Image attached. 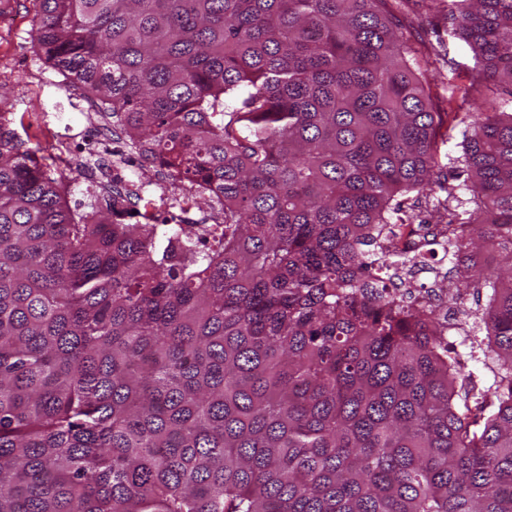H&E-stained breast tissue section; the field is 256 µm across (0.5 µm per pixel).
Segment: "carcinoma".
Wrapping results in <instances>:
<instances>
[{"label": "carcinoma", "instance_id": "carcinoma-1", "mask_svg": "<svg viewBox=\"0 0 512 512\" xmlns=\"http://www.w3.org/2000/svg\"><path fill=\"white\" fill-rule=\"evenodd\" d=\"M37 42L224 236L75 207L0 111V512H512V0H448L490 92L444 123L389 0H38ZM485 343L377 288L397 195ZM493 363L487 388L468 362ZM457 120L448 123V118L445 117V123L441 129L442 137L438 138V147H439V155L438 160L440 162V167L436 168L435 173H439L441 175V179L443 176L448 177V154L450 156H457L460 154V147H457V143L461 141L460 130L463 128V124H457L458 119L464 116V112L466 110L460 111ZM179 190L183 193L185 203L179 213L172 214L173 220H170L169 224H178L181 225L182 228L196 230L199 233V236L202 238L201 245L205 247L211 241V236L209 233L216 231V229H218L219 232L218 225L221 223V220L217 218V216L213 213L211 216H209V219L204 224L199 223V220L191 218L190 213L196 196L199 195V193L206 192V190L203 188H197L195 185L193 187L181 186ZM211 209L212 208L208 198L199 195L196 199V211L198 215L209 213ZM188 222L196 223L182 224Z\"/></svg>", "mask_w": 512, "mask_h": 512}]
</instances>
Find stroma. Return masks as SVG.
Returning <instances> with one entry per match:
<instances>
[{"instance_id":"obj_1","label":"stroma","mask_w":512,"mask_h":512,"mask_svg":"<svg viewBox=\"0 0 512 512\" xmlns=\"http://www.w3.org/2000/svg\"><path fill=\"white\" fill-rule=\"evenodd\" d=\"M393 9L436 104L447 111L449 97L472 86L471 52L449 36L435 0H395ZM37 11L36 0H0V12L8 19L0 26V110L14 113L15 126L29 145L48 149L56 138L84 139L85 112L93 97L46 62L32 39ZM62 108L72 112V130L54 125L52 114Z\"/></svg>"}]
</instances>
